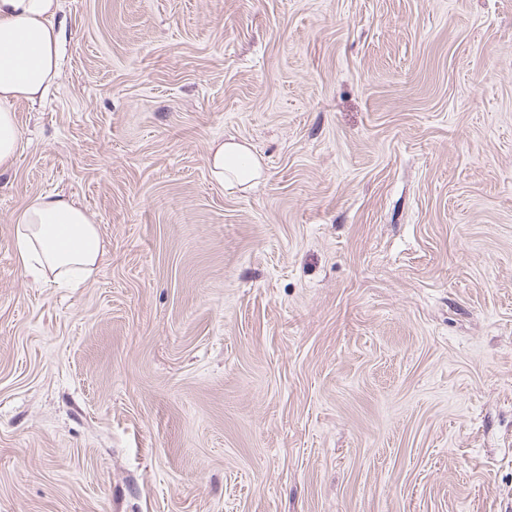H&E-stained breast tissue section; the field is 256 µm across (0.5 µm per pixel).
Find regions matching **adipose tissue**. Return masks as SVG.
I'll return each instance as SVG.
<instances>
[{"mask_svg": "<svg viewBox=\"0 0 512 512\" xmlns=\"http://www.w3.org/2000/svg\"><path fill=\"white\" fill-rule=\"evenodd\" d=\"M60 0H0V174L12 168L22 147L15 119L20 102L36 104L60 76L62 33L54 23ZM212 179L239 191L264 176L248 145L212 144ZM23 269L38 282L78 286L103 262L105 246L86 209L65 196L40 195L17 215L12 242Z\"/></svg>", "mask_w": 512, "mask_h": 512, "instance_id": "ef3b65f1", "label": "adipose tissue"}]
</instances>
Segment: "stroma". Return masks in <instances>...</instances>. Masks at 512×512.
I'll list each match as a JSON object with an SVG mask.
<instances>
[{
  "label": "stroma",
  "instance_id": "stroma-1",
  "mask_svg": "<svg viewBox=\"0 0 512 512\" xmlns=\"http://www.w3.org/2000/svg\"><path fill=\"white\" fill-rule=\"evenodd\" d=\"M61 3L0 175V512H512V0ZM44 193L81 287L16 260ZM211 178L219 185L245 191L264 177L262 161L245 143L218 141L212 144L208 158ZM23 269L35 283L75 288L103 262L105 246L86 209L63 195H39L17 215L12 242Z\"/></svg>",
  "mask_w": 512,
  "mask_h": 512
}]
</instances>
